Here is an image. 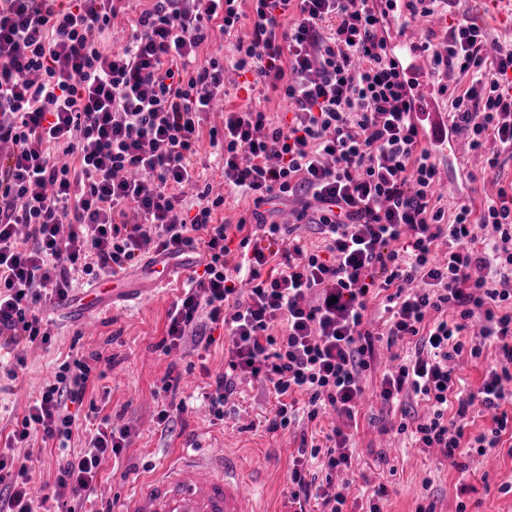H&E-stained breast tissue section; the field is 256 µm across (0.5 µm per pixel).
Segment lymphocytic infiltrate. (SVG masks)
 Masks as SVG:
<instances>
[{
    "label": "lymphocytic infiltrate",
    "instance_id": "1",
    "mask_svg": "<svg viewBox=\"0 0 512 512\" xmlns=\"http://www.w3.org/2000/svg\"><path fill=\"white\" fill-rule=\"evenodd\" d=\"M115 0H0V374L14 379L25 347L48 344L42 310L68 298L71 270L100 280L148 253L203 252L168 312L164 352L199 336L202 322L223 326L225 367L207 384V408L223 419L241 375L262 382L276 405L271 430H285L304 395L308 420L332 410L340 426L330 446L301 447L289 474L291 503L322 499L341 512L345 497L311 472L352 470L353 429L376 364V344L410 343L391 357L378 395L385 405L416 396L426 421L399 423L423 448L451 464L485 456L512 428V44L490 38L469 14L440 43L425 42L445 76L454 130L498 179L483 209L439 204L436 159L419 137L414 103L383 35L385 16L370 0H150L121 48L98 36ZM250 26L248 38L237 35ZM234 36L233 66L251 81L249 101L204 117L224 97V67L200 55L212 31ZM467 80L454 82V75ZM263 87L288 103L290 119L271 122L252 101ZM216 154L224 192L212 196L201 144ZM261 206L305 198L301 218L318 225L324 248L308 249L290 228L256 215L283 251L251 247L236 225L220 222L227 198ZM488 228L487 236L474 232ZM447 239L443 260L434 246ZM382 301L383 334L368 310ZM479 334L471 347L461 338ZM498 357L478 388L453 367L462 351ZM100 354L63 363L0 444V512H77L103 464L132 444L130 427L102 417L86 448L69 453ZM491 424L470 435V413ZM56 443L52 481L9 448L33 437Z\"/></svg>",
    "mask_w": 512,
    "mask_h": 512
}]
</instances>
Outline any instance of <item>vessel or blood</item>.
<instances>
[{
  "instance_id": "b4317fda",
  "label": "vessel or blood",
  "mask_w": 512,
  "mask_h": 512,
  "mask_svg": "<svg viewBox=\"0 0 512 512\" xmlns=\"http://www.w3.org/2000/svg\"><path fill=\"white\" fill-rule=\"evenodd\" d=\"M405 3H388V13L399 28L391 49L412 93L420 136L437 156L448 158L460 172H468L462 139L452 130L439 101L416 24L407 15ZM256 486V476L239 457L220 448H198L193 454L162 463L138 481L122 512H262Z\"/></svg>"
}]
</instances>
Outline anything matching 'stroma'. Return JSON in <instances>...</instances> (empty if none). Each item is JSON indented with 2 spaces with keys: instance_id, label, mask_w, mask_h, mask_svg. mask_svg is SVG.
Instances as JSON below:
<instances>
[{
  "instance_id": "obj_1",
  "label": "stroma",
  "mask_w": 512,
  "mask_h": 512,
  "mask_svg": "<svg viewBox=\"0 0 512 512\" xmlns=\"http://www.w3.org/2000/svg\"><path fill=\"white\" fill-rule=\"evenodd\" d=\"M465 10L493 36L512 39V0H504L493 17L488 14L487 0H440L435 14L443 24L420 27V40L440 42L448 24ZM438 166L451 183L448 203L466 202L479 210L494 198L493 177L472 180L460 176L444 158ZM298 209V204L285 200L262 207L268 221L293 226L295 236L308 248L321 247L323 240L314 225L297 223ZM187 254L194 259L192 266L172 258L171 279L161 289L150 287L145 280L157 257L144 255L124 272L135 299H114L108 311L93 310L80 318L59 308L48 309L50 346L26 352V364L17 380L0 378V435L7 434L13 422L27 413L63 362L97 352L111 359L112 369L107 379L90 384L87 396L111 415L115 424L130 426L135 436L118 465H104L83 504L85 512H96L101 502L108 500L122 504L139 479L201 439L243 456L259 471L265 512H291L289 462L303 441L325 445V435L337 420L328 414L313 422H300L285 433L270 431L268 418L275 401L260 382L248 376L238 382L234 411L224 421L212 420L203 394L208 375L224 370L223 329L213 330V343L208 347L188 342L169 354L160 347L170 306L188 277L203 269L198 250L188 249ZM377 350L380 366L367 376L368 396L358 415L354 470L333 477L334 483L343 487V512H367L368 497L380 485L386 488L382 512H416L418 505L429 503L435 512H512L511 454L503 451L489 459L476 458L463 470L448 464L438 449L418 447L407 435L398 433L399 412L389 411L375 395L381 367L390 356L385 344H378ZM172 377L179 380V396L188 410L173 430L164 431L156 412L164 397L162 386Z\"/></svg>"
}]
</instances>
